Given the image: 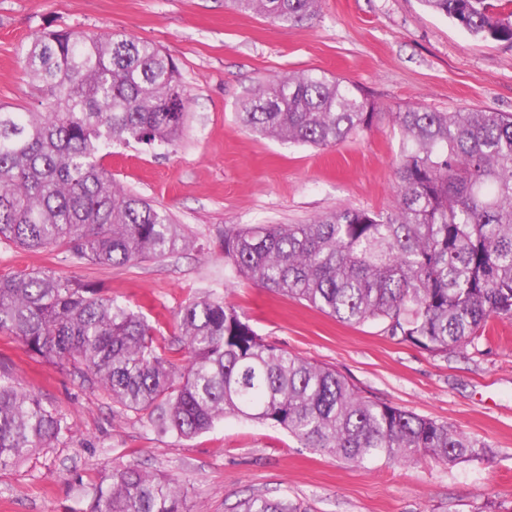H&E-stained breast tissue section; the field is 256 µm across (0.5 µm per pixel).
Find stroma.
<instances>
[{
  "label": "stroma",
  "instance_id": "stroma-1",
  "mask_svg": "<svg viewBox=\"0 0 512 512\" xmlns=\"http://www.w3.org/2000/svg\"><path fill=\"white\" fill-rule=\"evenodd\" d=\"M45 30L124 33L176 60L190 95L176 141L115 143L104 163L165 208L194 245L163 260L95 266L59 247L0 243V276L50 271L102 284L166 337L190 299L224 297L266 341L336 370L361 396L448 423L496 454L455 466L421 459L363 468L253 421L228 418L189 439L163 434L140 415H113L77 377L0 333V375L38 392L72 428L0 470V512H73L80 485L128 463L177 480L188 512H235L253 495L312 512H512V321L434 354L388 335L383 321L346 324L240 278L222 251L228 226L305 224L342 205L393 209L401 135L392 112L512 113V43L476 40L421 0H321L316 19L300 25L240 14L224 0H0V105L42 111L47 92L20 58ZM309 69L356 83L378 112L371 130L316 149L241 126L240 104L259 83Z\"/></svg>",
  "mask_w": 512,
  "mask_h": 512
}]
</instances>
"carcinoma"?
Masks as SVG:
<instances>
[{
	"mask_svg": "<svg viewBox=\"0 0 512 512\" xmlns=\"http://www.w3.org/2000/svg\"><path fill=\"white\" fill-rule=\"evenodd\" d=\"M320 0H225L274 23L312 21ZM481 40L512 43V11L496 0H421ZM25 71L49 92L44 111L0 107V241L62 246L97 265L158 259L190 246L166 211L125 189L103 164L111 143L170 145L189 94L174 59L127 34H37ZM361 89L309 69L267 81L240 105L255 134L316 148L373 125ZM401 134L398 204L341 206L308 224L224 228V264L270 292L342 322L382 320L392 336L433 353L473 344L512 319V113H392ZM0 332L79 377L115 413L192 438L226 417L286 430L303 447L358 466L427 456L487 460L492 446L446 423L361 397L336 371L267 342L224 298L196 297L170 342L92 282L51 272L0 277ZM41 396L0 376V470L68 436ZM164 476L115 465L81 490L74 512H186ZM239 512H302L253 496Z\"/></svg>",
	"mask_w": 512,
	"mask_h": 512,
	"instance_id": "cac0c4a2",
	"label": "carcinoma"
}]
</instances>
